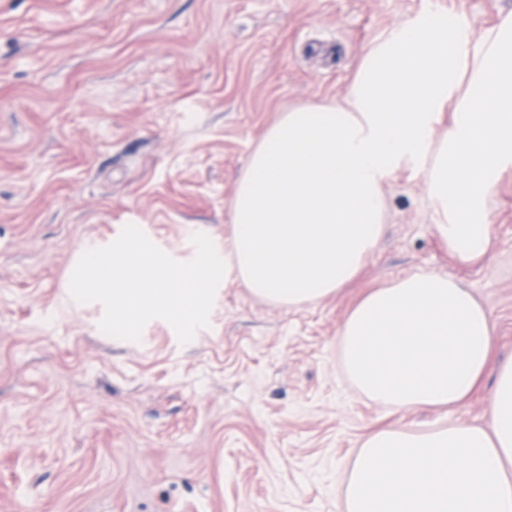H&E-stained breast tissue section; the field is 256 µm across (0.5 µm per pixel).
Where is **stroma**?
Segmentation results:
<instances>
[{
    "label": "stroma",
    "mask_w": 512,
    "mask_h": 512,
    "mask_svg": "<svg viewBox=\"0 0 512 512\" xmlns=\"http://www.w3.org/2000/svg\"><path fill=\"white\" fill-rule=\"evenodd\" d=\"M476 25L512 0H0V512H339L342 461L386 425L483 423L393 411L346 374L339 331L367 290L452 274L512 357V172L489 199L495 259L454 265L422 176L386 188L385 234L358 278L288 307L218 287L180 343L151 320L112 338L69 282L80 256L139 226L187 262L216 249L265 133L348 93L372 43L423 10Z\"/></svg>",
    "instance_id": "stroma-1"
}]
</instances>
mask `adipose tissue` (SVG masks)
Here are the masks:
<instances>
[{"instance_id": "ef3b65f1", "label": "adipose tissue", "mask_w": 512, "mask_h": 512, "mask_svg": "<svg viewBox=\"0 0 512 512\" xmlns=\"http://www.w3.org/2000/svg\"><path fill=\"white\" fill-rule=\"evenodd\" d=\"M403 170L423 177L449 257L492 261L488 201L512 170V12L479 29L458 12H420L367 49L345 102L284 113L238 183L225 276L291 307L339 292L377 247L384 187ZM340 336L372 401H487L481 425L366 436L348 465L347 512H512V361L496 362L495 320L469 288L411 274L365 295Z\"/></svg>"}]
</instances>
